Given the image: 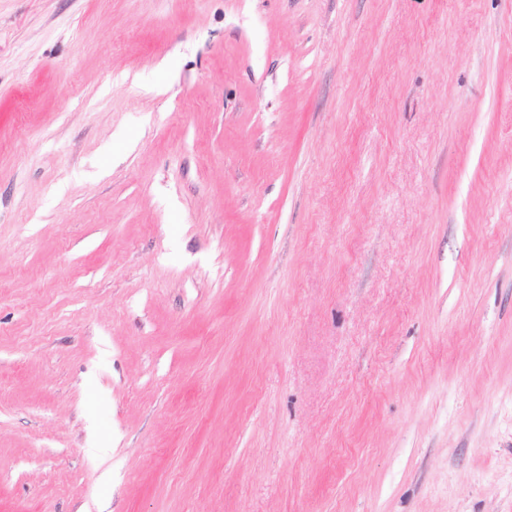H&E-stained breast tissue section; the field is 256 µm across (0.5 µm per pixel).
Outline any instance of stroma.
Wrapping results in <instances>:
<instances>
[{"instance_id":"35a3bbf8","label":"stroma","mask_w":512,"mask_h":512,"mask_svg":"<svg viewBox=\"0 0 512 512\" xmlns=\"http://www.w3.org/2000/svg\"><path fill=\"white\" fill-rule=\"evenodd\" d=\"M0 512H512V0H0Z\"/></svg>"}]
</instances>
